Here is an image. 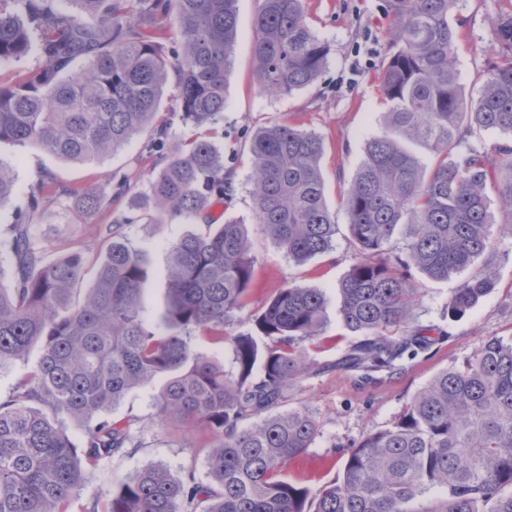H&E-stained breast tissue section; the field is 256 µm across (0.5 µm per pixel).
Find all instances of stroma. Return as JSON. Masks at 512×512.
<instances>
[{
  "mask_svg": "<svg viewBox=\"0 0 512 512\" xmlns=\"http://www.w3.org/2000/svg\"><path fill=\"white\" fill-rule=\"evenodd\" d=\"M382 5L383 0H306L312 26L330 45L328 64L314 85L274 98L259 91L252 74L251 44L256 36L259 0H238V33L227 75L226 103L214 126L213 139L224 152V172L232 179V192L223 204L213 206L211 213L217 220H247L246 232L257 262L243 308L224 325V341L195 331L190 342L195 351L223 362L226 372H234L232 337L252 330L254 314L278 288L293 281L323 289L327 298L326 323L317 348L309 352L318 371L289 391L284 404L288 410H308L319 423V435L312 447L292 461L287 470L290 481L313 491L342 470L349 446L389 427L434 376L471 357L486 339L512 337V239L500 237L493 260L496 287L459 320H449L447 306L462 275L434 280L415 274L420 303L414 323L434 330L435 342L427 352L404 359L393 372L376 373L374 382L364 385L356 373L333 367L336 358L355 340L340 319L336 297L337 285L353 263L341 193L364 158L366 138L381 131L385 107L377 76L387 55ZM510 10L512 0H459L455 8L453 19L460 35L459 69L469 95L478 94L495 59L492 23L500 13ZM283 120L321 138L325 196L339 226L332 251L303 265L292 262L259 225L250 221L248 138L256 127ZM146 144V137L141 136L104 160L71 162L31 146L1 143L0 161L12 167L18 193L13 203L0 207V243L10 238L15 206L37 191L41 180H51L62 194L44 202L39 209L35 217L37 244L49 259L81 253L84 267L80 286H92L109 244L104 228L120 215L122 208L112 205L79 220L72 213L67 193L90 185L106 186L115 173L128 174L138 187H146L159 168L157 157L148 152ZM192 230V225L177 221L140 222L125 227L131 243L148 254L144 316L150 327L160 325L166 308L169 246ZM165 383V378L160 377L132 390L111 411L112 420L135 419L143 446L101 461L68 512H89L94 503L104 502L106 494L121 481L151 464L165 465L176 473L191 467L198 478H205V450L213 440L191 423L158 422L156 399Z\"/></svg>",
  "mask_w": 512,
  "mask_h": 512,
  "instance_id": "35a3bbf8",
  "label": "stroma"
}]
</instances>
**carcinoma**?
I'll list each match as a JSON object with an SVG mask.
<instances>
[{
    "label": "carcinoma",
    "mask_w": 512,
    "mask_h": 512,
    "mask_svg": "<svg viewBox=\"0 0 512 512\" xmlns=\"http://www.w3.org/2000/svg\"><path fill=\"white\" fill-rule=\"evenodd\" d=\"M74 2L78 13L61 0H0V63L33 53L44 60L26 81L0 86V143L86 162L146 133L161 166L142 190L112 174L108 202L124 214L106 228L112 242L81 301L82 255L41 261L32 228L43 196L68 191L44 181L16 213L11 260H0V368L35 346L41 357L0 399V512H67L102 460L141 447L134 421L103 415L158 376L167 377L160 422L192 421L214 438L208 481L192 468L175 474L150 465L109 493L104 512H512V337L488 338L438 373L388 428L352 445L341 473L316 492L288 481V462L311 447L319 425L307 410H270L312 372L303 343L324 325L323 291L280 288L253 319L254 332L234 337L232 374L187 341L193 330L224 340L255 263L244 223L216 224L210 214L231 182L224 153L200 135L224 112L238 0ZM457 2L385 0L389 54L379 92L388 109L344 198L354 262L337 287L339 312L359 340L341 369H391L405 353L427 350L433 329L413 326L412 271L446 280L483 261L448 301L456 321L495 288L493 228L512 237V12L494 21L496 61L470 98L457 68ZM169 17L182 41L167 54L154 24ZM255 27L261 93L289 96L318 80L329 46L310 27L303 0H260ZM171 80L180 120L197 131L174 149L168 123L158 120ZM477 131L504 140L462 149ZM408 142L430 151L432 166ZM249 154L253 223L298 265L332 250L338 224L325 201L322 140L276 122L253 131ZM13 191L0 164L1 206ZM108 202L88 187L74 211L83 216ZM142 219L204 227L170 247L160 331L143 319L147 253L124 232ZM67 419L84 424L83 447L71 442Z\"/></svg>",
    "instance_id": "1"
}]
</instances>
